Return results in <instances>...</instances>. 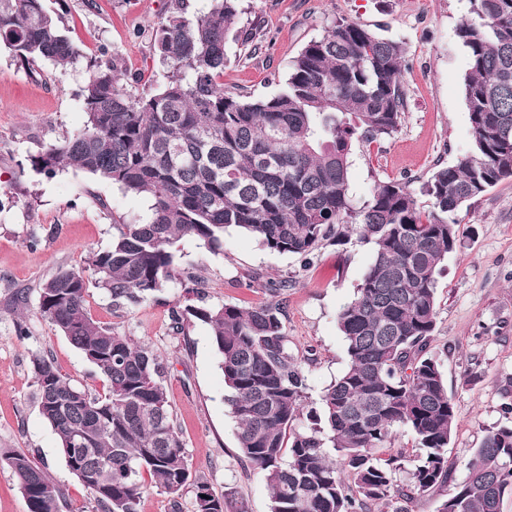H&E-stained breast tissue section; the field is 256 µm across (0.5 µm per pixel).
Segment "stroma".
I'll return each instance as SVG.
<instances>
[{
	"instance_id": "35a3bbf8",
	"label": "stroma",
	"mask_w": 512,
	"mask_h": 512,
	"mask_svg": "<svg viewBox=\"0 0 512 512\" xmlns=\"http://www.w3.org/2000/svg\"><path fill=\"white\" fill-rule=\"evenodd\" d=\"M168 0H46L63 13L80 50L68 67L22 66L0 43V449L33 455L66 492L68 512H96L95 504L67 467L59 441L39 414L30 358L50 354L63 374L99 391L96 368L38 312L39 287L61 268H80L89 250L107 246L116 224L142 216L146 202L85 172L46 176L31 160L46 146L80 128L86 115L78 95L89 60L101 50L122 56L140 93L154 92L162 66L150 35ZM239 35L228 44L224 88L254 97L276 92L302 47L337 19L358 22L404 42V120L380 143L355 144L350 167L356 198L385 181L407 183L418 208L431 209L421 185L433 170L449 166L472 145L464 100L467 63L455 28L467 0H241ZM460 248L444 262L437 283L432 351L442 365L457 407L448 447L452 483L463 481L472 448L485 431L505 423L503 402L512 401V182H505L460 214ZM178 273L154 299L113 310L97 288L89 308L119 332L143 340L169 364L165 385L192 470L216 494L270 512L263 477L237 446V422L207 325L193 321L174 329L169 309L185 296L184 270L203 280L209 305L248 307L267 300L271 281L288 284L284 325L289 348L317 399L347 364L337 315L351 300L369 266L371 248L326 243L310 259L263 249L234 229L211 252L192 238L177 247ZM26 291L16 304V291ZM26 318L29 334L15 323Z\"/></svg>"
}]
</instances>
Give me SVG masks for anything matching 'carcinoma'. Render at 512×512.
Instances as JSON below:
<instances>
[{
	"mask_svg": "<svg viewBox=\"0 0 512 512\" xmlns=\"http://www.w3.org/2000/svg\"><path fill=\"white\" fill-rule=\"evenodd\" d=\"M456 28L467 56L464 98L472 146L422 186L432 210L420 212L398 181L355 199V142L396 132L406 110L402 41L354 21L333 22L291 61L267 96L224 90L229 36L240 0H212L187 16L170 0L151 34L162 83L138 96L119 84L123 58L91 60L81 88L84 126L32 159L40 173L84 171L146 200L145 216L114 224L109 244L80 270L61 269L39 289L38 313L100 373L103 393L72 383L39 351L31 366L42 418L56 433L70 471L99 512H141L145 491L177 497L195 486L194 512H246L193 475L168 402L166 360L144 341L95 318L89 279L112 310L153 299L176 271L175 245L190 237L216 252L224 231L251 235L265 249L305 257L325 242L356 236L372 259L338 315L347 367L308 407L306 377L288 353L283 323L288 282L247 307L186 298L171 320L208 326L220 358L237 443L264 477L271 512H371L394 500L408 512L409 490L396 475L412 462L410 490L448 483V445L456 427L453 396L431 352L442 264L461 245L458 214L473 199L512 180V0H469ZM0 41L33 70L65 68L80 56L64 17L44 0H0ZM306 417L302 431L294 423ZM415 440L412 459L387 451L392 429ZM16 476L28 512H63L65 491L23 451L0 453ZM466 478L437 512H500L512 495V425L486 431Z\"/></svg>",
	"mask_w": 512,
	"mask_h": 512,
	"instance_id": "carcinoma-1",
	"label": "carcinoma"
}]
</instances>
